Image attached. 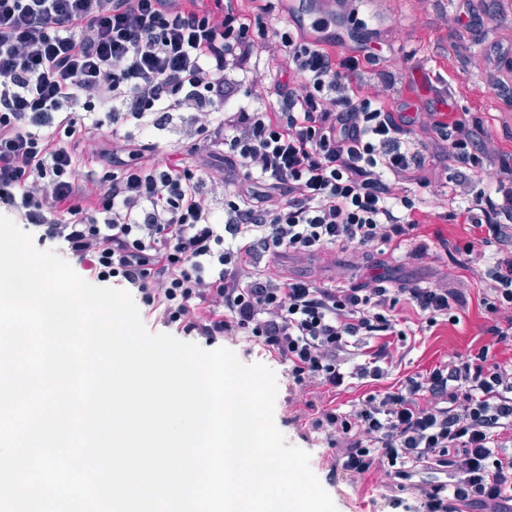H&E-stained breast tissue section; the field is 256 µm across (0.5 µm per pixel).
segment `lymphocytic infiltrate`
I'll list each match as a JSON object with an SVG mask.
<instances>
[{
    "mask_svg": "<svg viewBox=\"0 0 512 512\" xmlns=\"http://www.w3.org/2000/svg\"><path fill=\"white\" fill-rule=\"evenodd\" d=\"M339 35H251L234 0H0V208L53 242L87 279L128 291L154 324L214 345L237 336L287 364L295 388L328 393L380 380L394 355L399 308L427 326L457 321L465 292L390 288L375 274L346 288L265 273L264 257L326 261L377 245L454 268L486 266L491 344L371 393L351 410L308 416L324 432L329 471L348 480L386 469L391 512H512V173L452 195L440 220L478 229L431 243L417 230L408 182L440 187L447 160L482 170L491 141H472L439 104L411 110L384 82L358 79L381 50L356 17ZM280 58L274 78L262 55ZM177 120L187 159L138 130ZM432 127L450 147L425 155ZM119 140V149L97 146ZM224 193V209L212 199Z\"/></svg>",
    "mask_w": 512,
    "mask_h": 512,
    "instance_id": "f902f5d3",
    "label": "lymphocytic infiltrate"
}]
</instances>
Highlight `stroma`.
<instances>
[{"mask_svg":"<svg viewBox=\"0 0 512 512\" xmlns=\"http://www.w3.org/2000/svg\"><path fill=\"white\" fill-rule=\"evenodd\" d=\"M346 8L357 13L387 46L383 59L361 61L362 79L385 81L391 96L422 105L433 99L435 92L420 85L415 72L441 73L445 83L439 92L447 97L449 111L465 114L475 137L491 140L498 148L485 161L488 173L494 175L502 166H512V0H347ZM459 12L465 15L462 24H446V16ZM475 54L488 58L478 70L469 64ZM387 263L391 285L396 288L430 286L445 280L451 261L441 254L426 265L392 257ZM464 286L469 303L460 310L456 324L441 322L428 327L412 307L402 306L398 327L406 339L401 360L380 382L354 383L337 395L317 388L291 391L285 365L261 359L257 347L244 337L225 341V348L242 363L261 362L274 371L278 384L275 424L288 444L309 453L310 468L324 481L337 512H387L383 496L389 478L379 468L354 484L328 482L326 442L323 434L305 424L307 403L348 408L363 395L399 386L409 376L489 342L491 321L478 304L486 287L479 266L466 271Z\"/></svg>","mask_w":512,"mask_h":512,"instance_id":"35a3bbf8","label":"stroma"}]
</instances>
